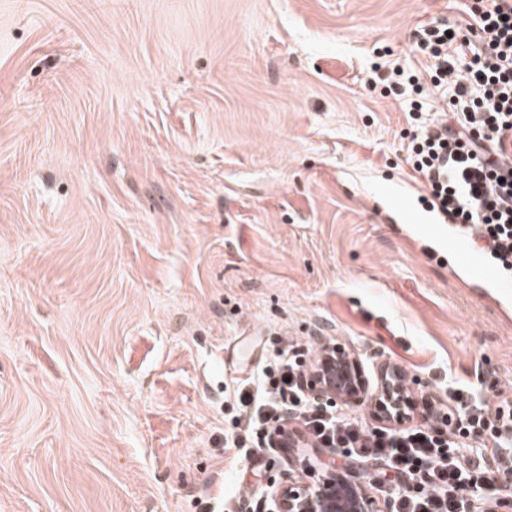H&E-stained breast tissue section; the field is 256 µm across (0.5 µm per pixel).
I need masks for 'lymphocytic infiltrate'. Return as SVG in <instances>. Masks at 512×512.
<instances>
[{
  "instance_id": "1",
  "label": "lymphocytic infiltrate",
  "mask_w": 512,
  "mask_h": 512,
  "mask_svg": "<svg viewBox=\"0 0 512 512\" xmlns=\"http://www.w3.org/2000/svg\"><path fill=\"white\" fill-rule=\"evenodd\" d=\"M466 27L425 30L418 51L426 72L393 67L384 82L404 101L414 133L410 163L424 183L430 210L459 224L475 249L512 276V0H468ZM437 89L441 119L424 122L426 95ZM329 346L292 352L241 390L243 439L287 441L285 420L300 424L318 448L377 464L411 481L396 489L391 512H477L491 492L512 489V394L492 398L452 388L429 425L389 432L368 429L319 404L300 385L322 370Z\"/></svg>"
}]
</instances>
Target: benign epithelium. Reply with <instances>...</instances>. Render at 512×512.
<instances>
[{
    "label": "benign epithelium",
    "instance_id": "obj_1",
    "mask_svg": "<svg viewBox=\"0 0 512 512\" xmlns=\"http://www.w3.org/2000/svg\"><path fill=\"white\" fill-rule=\"evenodd\" d=\"M336 374L340 381L332 388L324 387L313 376L303 385L318 402L336 397L351 405H371L377 420L395 424L408 417L407 410L416 408L417 397L406 384L404 373L390 364L377 369V385L369 389L362 366L354 359L338 355ZM268 512H377L376 502L365 490L350 483H336V476L312 488L285 485L279 488Z\"/></svg>",
    "mask_w": 512,
    "mask_h": 512
}]
</instances>
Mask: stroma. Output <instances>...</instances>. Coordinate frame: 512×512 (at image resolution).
<instances>
[{
    "label": "stroma",
    "mask_w": 512,
    "mask_h": 512,
    "mask_svg": "<svg viewBox=\"0 0 512 512\" xmlns=\"http://www.w3.org/2000/svg\"><path fill=\"white\" fill-rule=\"evenodd\" d=\"M463 3L0 0V512L316 486L331 449L227 446L240 381L291 344L398 367L417 424L451 383L512 389V291L429 229L367 84Z\"/></svg>",
    "instance_id": "1"
}]
</instances>
